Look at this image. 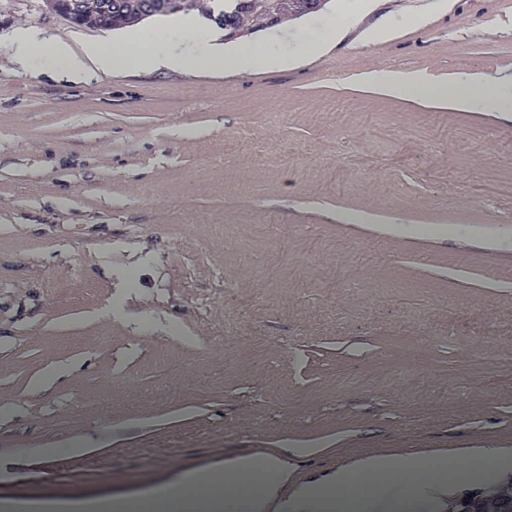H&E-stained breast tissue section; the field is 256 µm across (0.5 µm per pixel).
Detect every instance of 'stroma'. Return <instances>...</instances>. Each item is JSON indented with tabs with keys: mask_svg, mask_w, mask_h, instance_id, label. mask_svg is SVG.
Listing matches in <instances>:
<instances>
[{
	"mask_svg": "<svg viewBox=\"0 0 512 512\" xmlns=\"http://www.w3.org/2000/svg\"><path fill=\"white\" fill-rule=\"evenodd\" d=\"M436 2L289 20L271 54L338 36L303 65L75 85L19 72L9 36L93 29L0 0V502L136 496L294 444L317 448L298 480L512 450V118L362 80L512 73V0Z\"/></svg>",
	"mask_w": 512,
	"mask_h": 512,
	"instance_id": "1",
	"label": "stroma"
}]
</instances>
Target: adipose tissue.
<instances>
[{"mask_svg":"<svg viewBox=\"0 0 512 512\" xmlns=\"http://www.w3.org/2000/svg\"><path fill=\"white\" fill-rule=\"evenodd\" d=\"M181 36L173 42L137 51L114 47L111 35L87 40L81 47L30 27L15 31L11 49L20 72L41 70L70 82L99 72L123 71L135 65L152 69H186L205 60L214 68L245 70L266 63L263 46L201 40L199 18L180 16ZM367 82L418 98L450 100L471 108L512 112V75L472 74L441 84L428 76L380 71ZM512 470V455L496 448H478L465 462L447 461L431 453L373 455L292 491L288 466L272 455H242L227 463L223 473L190 471L157 486L140 499H99L70 504L68 512H322L326 499L354 504L357 512H397L411 502L415 512H441L458 484L492 483Z\"/></svg>","mask_w":512,"mask_h":512,"instance_id":"adipose-tissue-1","label":"adipose tissue"}]
</instances>
